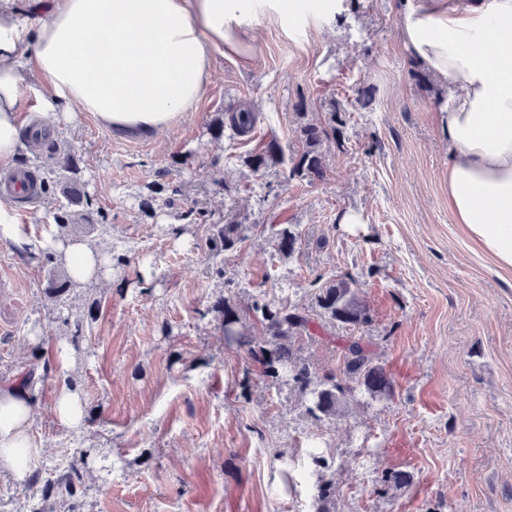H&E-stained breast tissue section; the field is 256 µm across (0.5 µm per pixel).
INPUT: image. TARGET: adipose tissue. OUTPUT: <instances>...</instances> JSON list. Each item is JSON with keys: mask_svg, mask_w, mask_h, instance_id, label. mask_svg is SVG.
Listing matches in <instances>:
<instances>
[{"mask_svg": "<svg viewBox=\"0 0 512 512\" xmlns=\"http://www.w3.org/2000/svg\"><path fill=\"white\" fill-rule=\"evenodd\" d=\"M29 18L0 8V166L23 147L20 112L38 100L49 126L92 116L108 131L152 137L196 107L215 56L248 66L261 19L290 27L295 0H29ZM411 54L448 86V207L467 237L512 269V0H400ZM74 282L102 278L100 251L57 242ZM33 407L0 387V471L25 479Z\"/></svg>", "mask_w": 512, "mask_h": 512, "instance_id": "obj_1", "label": "adipose tissue"}]
</instances>
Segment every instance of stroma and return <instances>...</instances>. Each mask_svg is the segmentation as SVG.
<instances>
[{
    "mask_svg": "<svg viewBox=\"0 0 512 512\" xmlns=\"http://www.w3.org/2000/svg\"><path fill=\"white\" fill-rule=\"evenodd\" d=\"M443 87L398 34L395 0H342L336 16L258 27L254 64L215 60L197 110L150 139L90 117L51 130L54 150H23L21 168L73 154L93 221L65 230L101 248L108 276L51 295L63 271L46 258L54 196L16 210L28 240H0V382L41 361L30 441L39 460L100 449L83 471L80 512H317L325 457L332 512H512V270L497 268L448 212ZM252 104L251 140L214 139L216 118ZM341 118L323 179L257 173L262 141L299 147V128ZM250 238L209 275L206 241L229 201ZM358 223L345 224L344 214ZM263 224L299 238L281 256ZM350 275L366 323L325 330L321 279ZM312 317L295 349L317 376L338 372L347 336L369 343L393 394L309 414L294 385L273 383L225 346L213 306L248 309L259 292ZM76 388L83 424L59 422ZM406 484H382L383 474Z\"/></svg>",
    "mask_w": 512,
    "mask_h": 512,
    "instance_id": "stroma-1",
    "label": "stroma"
}]
</instances>
